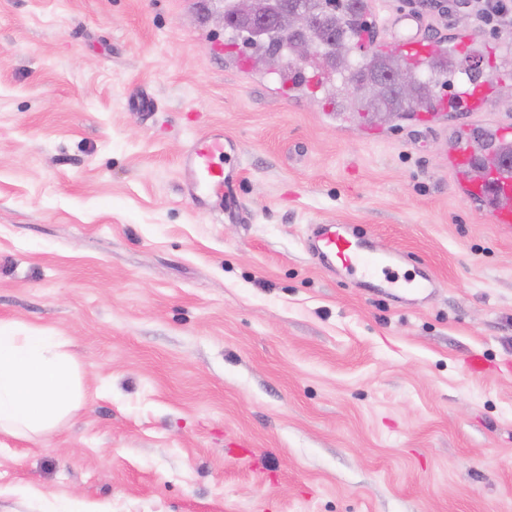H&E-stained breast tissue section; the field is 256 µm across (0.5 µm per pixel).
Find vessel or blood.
Here are the masks:
<instances>
[{
    "label": "vessel or blood",
    "mask_w": 512,
    "mask_h": 512,
    "mask_svg": "<svg viewBox=\"0 0 512 512\" xmlns=\"http://www.w3.org/2000/svg\"><path fill=\"white\" fill-rule=\"evenodd\" d=\"M396 43L410 60L428 59L430 45L422 32L419 16L401 12L394 17ZM490 85L480 82L468 88L457 105L458 111H480ZM237 144L220 135L200 137L183 159L191 191L206 190L209 195H221L230 184L232 174L216 168L218 158L231 159L237 154ZM466 196L484 201L490 208L495 223L512 224V166L501 163L491 168L486 177L464 187ZM309 251L316 264L338 267L365 287L376 289L384 296L393 290L405 289L395 272L398 264L408 263L410 257L403 252L394 253L390 260L374 255L356 227L350 224H318L311 229Z\"/></svg>",
    "instance_id": "obj_1"
}]
</instances>
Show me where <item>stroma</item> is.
Instances as JSON below:
<instances>
[{
	"label": "stroma",
	"instance_id": "1",
	"mask_svg": "<svg viewBox=\"0 0 512 512\" xmlns=\"http://www.w3.org/2000/svg\"><path fill=\"white\" fill-rule=\"evenodd\" d=\"M474 30L482 111L339 112L224 42V0H0V319L68 340L89 397L0 436V512H512V227L456 141L512 128V33L471 0H372ZM237 142L222 199L182 159ZM356 224L430 272L381 298L309 258Z\"/></svg>",
	"mask_w": 512,
	"mask_h": 512
}]
</instances>
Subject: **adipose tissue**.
I'll return each mask as SVG.
<instances>
[{
  "label": "adipose tissue",
  "mask_w": 512,
  "mask_h": 512,
  "mask_svg": "<svg viewBox=\"0 0 512 512\" xmlns=\"http://www.w3.org/2000/svg\"><path fill=\"white\" fill-rule=\"evenodd\" d=\"M84 400L64 340L47 330L0 320V433L44 434Z\"/></svg>",
  "instance_id": "obj_1"
}]
</instances>
